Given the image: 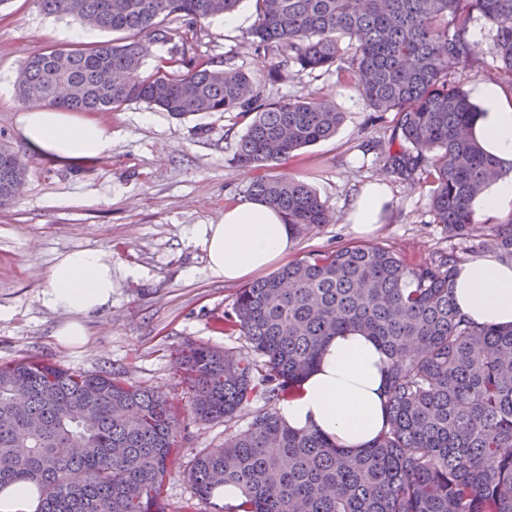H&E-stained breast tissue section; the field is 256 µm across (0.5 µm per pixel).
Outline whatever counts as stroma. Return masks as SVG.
Returning a JSON list of instances; mask_svg holds the SVG:
<instances>
[{"instance_id": "obj_1", "label": "stroma", "mask_w": 512, "mask_h": 512, "mask_svg": "<svg viewBox=\"0 0 512 512\" xmlns=\"http://www.w3.org/2000/svg\"><path fill=\"white\" fill-rule=\"evenodd\" d=\"M236 24L216 17L188 31V54L231 64L249 74L263 100L326 95L344 120L335 136L302 148L267 167L266 175L306 181L335 221L296 236L293 257L343 244H382L407 265L442 252L460 260L488 254L486 237H452L430 211L433 185H412L385 168L394 115L374 121L340 67L302 71L283 68L270 80L274 57L253 45L248 32L257 19L255 0H242ZM70 18L44 13L35 0L0 6V142L8 144L26 170L19 195L0 206V362L35 355L77 372L114 370L133 383L158 389L179 409L180 450L165 483L170 512L198 501L187 479L195 454L223 444L224 423L196 421L190 397L173 364L187 342L245 350L239 335L215 328L230 310L237 285L211 278L200 230L220 223L227 207L247 200L250 173L234 160L237 141L250 119L239 112H207L176 118L143 101H133L98 118L112 132V152L93 163H69L30 150L16 118L23 107L16 92L20 62L54 47L79 48ZM469 40L478 48L463 71L465 89L495 84L512 99V84L496 76L491 48L494 29L473 18ZM387 183L392 200L383 224L368 236L345 221L351 200L370 181ZM93 249L112 261V303L83 316V345L58 342L55 330L71 313L47 307L43 292L56 257Z\"/></svg>"}]
</instances>
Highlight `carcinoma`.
Here are the masks:
<instances>
[{
    "instance_id": "obj_1",
    "label": "carcinoma",
    "mask_w": 512,
    "mask_h": 512,
    "mask_svg": "<svg viewBox=\"0 0 512 512\" xmlns=\"http://www.w3.org/2000/svg\"><path fill=\"white\" fill-rule=\"evenodd\" d=\"M48 14L125 34L121 43L56 48L19 65L26 105L112 112L145 101L181 118L255 114L235 161L254 171L331 138L343 113L327 98L262 103L251 77L181 56L141 75L140 35L167 42L175 23L231 14L242 0H35ZM257 48L302 71L328 70L354 48L348 76L371 112L395 113L385 164L404 181L435 185L434 221L450 236L477 230L474 202L501 176L500 161L470 135L480 106L452 81L475 59L467 30L477 13L496 31L498 77L512 81V0H257ZM25 172L0 144V206ZM250 197L284 214L295 234L330 224L311 186L255 177ZM490 246L512 257V219ZM458 257L415 267L384 245L307 252L236 294L217 323L247 350L187 344L175 354L192 412L233 422L251 398L290 392L330 337L352 326L387 353L389 428L350 454L278 412H257L224 445L199 451L188 479L210 502L224 485L243 500L224 512H512V326H475L453 302ZM180 419L161 393L115 371L74 372L28 356L0 363V489L31 482L38 512H167L165 479Z\"/></svg>"
}]
</instances>
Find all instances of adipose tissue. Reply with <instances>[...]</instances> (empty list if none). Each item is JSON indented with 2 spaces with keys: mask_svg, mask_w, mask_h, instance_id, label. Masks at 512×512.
Instances as JSON below:
<instances>
[{
  "mask_svg": "<svg viewBox=\"0 0 512 512\" xmlns=\"http://www.w3.org/2000/svg\"><path fill=\"white\" fill-rule=\"evenodd\" d=\"M481 110L472 134L503 163L504 174L475 203L483 213L512 212V101L492 85L473 90ZM18 128L33 150L73 162H92L112 149L111 131L91 118L78 119L50 107H31L17 116ZM391 200L387 185L373 181L351 202L346 219L360 234L373 233ZM208 272L227 283L246 280L287 256L294 234L282 213L256 200L229 208L218 224L203 228ZM44 302L74 313L56 330L67 345L86 341L83 315L112 301V264L97 251L77 249L57 256L48 273ZM454 302L477 326L512 325V260L485 255L458 263ZM385 351L371 337L346 329L323 347L314 369L282 403L279 415L295 430H315L338 448L356 452L388 427L384 380Z\"/></svg>",
  "mask_w": 512,
  "mask_h": 512,
  "instance_id": "1",
  "label": "adipose tissue"
}]
</instances>
